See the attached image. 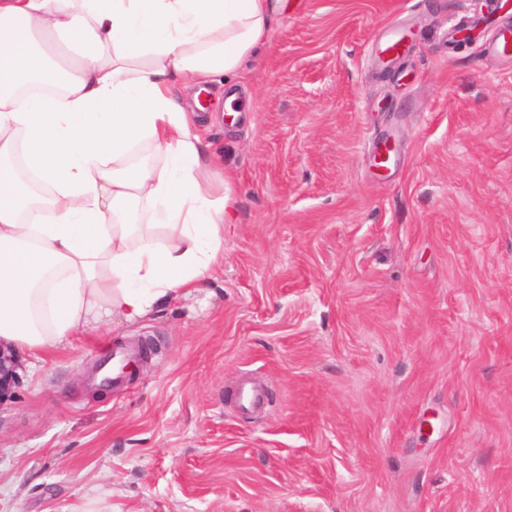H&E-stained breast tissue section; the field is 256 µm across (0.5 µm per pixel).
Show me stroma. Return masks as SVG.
<instances>
[{
    "instance_id": "stroma-1",
    "label": "stroma",
    "mask_w": 512,
    "mask_h": 512,
    "mask_svg": "<svg viewBox=\"0 0 512 512\" xmlns=\"http://www.w3.org/2000/svg\"><path fill=\"white\" fill-rule=\"evenodd\" d=\"M271 5L240 118L206 92L223 271L113 330L157 346L123 388L98 389L95 336L23 366L0 512H512V62L487 51L512 9ZM247 375L262 414L234 404Z\"/></svg>"
}]
</instances>
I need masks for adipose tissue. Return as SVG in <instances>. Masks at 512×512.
<instances>
[{
	"mask_svg": "<svg viewBox=\"0 0 512 512\" xmlns=\"http://www.w3.org/2000/svg\"><path fill=\"white\" fill-rule=\"evenodd\" d=\"M272 26L269 0H0L1 344L45 362L223 268L232 199L171 89L236 85ZM26 82L52 91L19 96ZM143 141L165 165L131 163ZM18 157L56 186L47 207ZM137 202L155 224L130 222Z\"/></svg>",
	"mask_w": 512,
	"mask_h": 512,
	"instance_id": "1",
	"label": "adipose tissue"
}]
</instances>
